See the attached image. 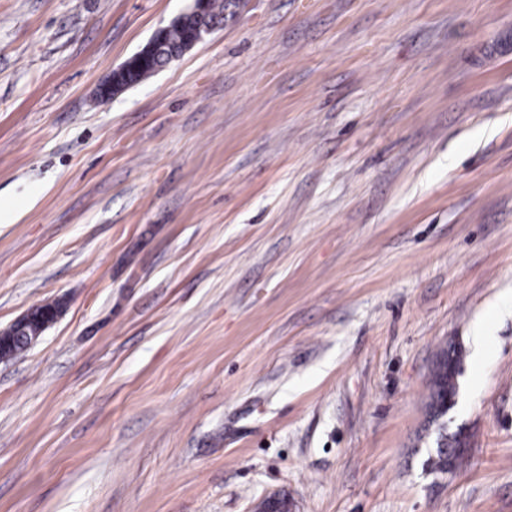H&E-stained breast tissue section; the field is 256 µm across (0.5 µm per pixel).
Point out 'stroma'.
<instances>
[{"instance_id":"1","label":"stroma","mask_w":512,"mask_h":512,"mask_svg":"<svg viewBox=\"0 0 512 512\" xmlns=\"http://www.w3.org/2000/svg\"><path fill=\"white\" fill-rule=\"evenodd\" d=\"M191 3L0 0V512H512V0H224L97 100ZM211 0H193L189 12L180 14L178 21L187 27V47L193 48L203 42L217 27V22L210 21ZM186 14V15H185ZM167 27L156 31L148 44L120 65L112 74L111 81L100 89L103 100L109 99L120 85L130 83V74H136L147 62L160 61L161 51L166 43L171 51L179 52L187 38V29L179 24L170 26L168 37ZM65 305L60 303L57 309L51 310L47 318H35L33 311L20 317L11 323L8 327L1 330V338L3 336H24L25 341L29 346L34 345L43 332L54 322H56L63 314ZM38 324V328L34 324ZM461 349L453 342L448 343L437 355L430 378V394L427 402L428 415L437 422L447 415L454 406L447 398L457 394V378L461 371ZM463 432L457 431L449 434L445 425L439 426V436L436 441V452L427 460V466L432 473L448 474V465L457 470L466 458L467 450L458 451L460 438Z\"/></svg>"}]
</instances>
